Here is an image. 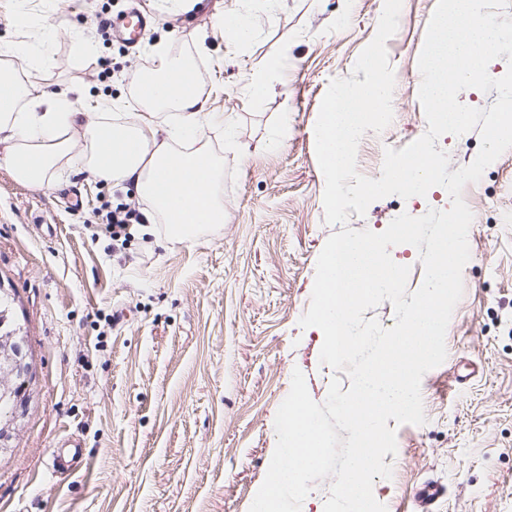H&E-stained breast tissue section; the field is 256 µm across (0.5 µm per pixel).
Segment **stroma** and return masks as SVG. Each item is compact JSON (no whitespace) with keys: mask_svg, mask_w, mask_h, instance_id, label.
Masks as SVG:
<instances>
[{"mask_svg":"<svg viewBox=\"0 0 512 512\" xmlns=\"http://www.w3.org/2000/svg\"><path fill=\"white\" fill-rule=\"evenodd\" d=\"M152 25L135 48L103 20L131 0H0V55L50 29L51 71L16 67L23 80L82 92L95 112L131 118L143 60L190 57L209 109L223 113L238 147L211 132L224 158V226L195 242L158 247L132 228L116 250L105 215L135 193L66 170L33 188L0 160V286L15 290L35 375L18 436L0 460V512H249L276 447L274 418L294 370L324 402L334 372L321 339L301 328L325 221V179L314 127L334 78L350 77L374 38L384 0H140ZM437 0H403L386 42L394 71L393 120L366 131L360 174L380 178L385 148L421 137L427 121L418 59ZM243 16L250 42L224 19ZM95 52H77L81 39ZM282 54L267 92L250 81ZM281 145H273L276 134ZM473 213L464 293L446 332L447 357L421 381L427 421L397 426L391 478L373 494L387 512H420L423 482L444 485L431 512H512V149L467 184ZM451 205L444 188L373 202L350 228L386 229ZM79 439L85 464L50 469L63 439Z\"/></svg>","mask_w":512,"mask_h":512,"instance_id":"stroma-1","label":"stroma"}]
</instances>
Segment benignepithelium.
<instances>
[{
	"instance_id": "7a95c632",
	"label": "benign epithelium",
	"mask_w": 512,
	"mask_h": 512,
	"mask_svg": "<svg viewBox=\"0 0 512 512\" xmlns=\"http://www.w3.org/2000/svg\"><path fill=\"white\" fill-rule=\"evenodd\" d=\"M24 330L0 335V391L9 398L8 414L0 419V456L8 454L27 403L26 380L33 366L26 349Z\"/></svg>"
}]
</instances>
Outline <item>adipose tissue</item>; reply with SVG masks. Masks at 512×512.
<instances>
[{"mask_svg": "<svg viewBox=\"0 0 512 512\" xmlns=\"http://www.w3.org/2000/svg\"><path fill=\"white\" fill-rule=\"evenodd\" d=\"M143 110L127 123L111 113L90 118L70 91L21 81L13 61L0 60V160L15 181L35 188L55 183L63 168H79L137 194L163 221L165 243L192 240L224 222L217 192L222 169L209 131L235 144L223 113L208 109L195 65L160 57L136 79Z\"/></svg>", "mask_w": 512, "mask_h": 512, "instance_id": "adipose-tissue-1", "label": "adipose tissue"}]
</instances>
